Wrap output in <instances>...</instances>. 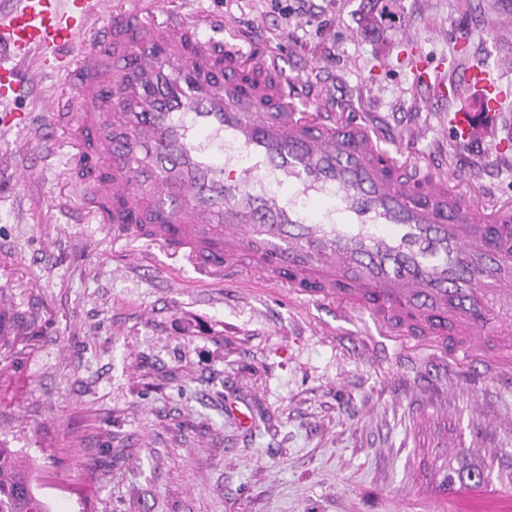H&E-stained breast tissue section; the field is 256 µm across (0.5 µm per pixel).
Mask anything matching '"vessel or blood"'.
I'll use <instances>...</instances> for the list:
<instances>
[{
    "label": "vessel or blood",
    "mask_w": 512,
    "mask_h": 512,
    "mask_svg": "<svg viewBox=\"0 0 512 512\" xmlns=\"http://www.w3.org/2000/svg\"><path fill=\"white\" fill-rule=\"evenodd\" d=\"M234 26L200 14L189 24L172 0H19L0 15V109L10 147L27 155L32 117L12 105L32 76L60 75L43 115L72 120L74 158L100 165L83 216L130 241V263L148 248L181 249L199 279L223 278L253 256L251 280L290 277L292 295L333 308L338 321L454 337L463 359L495 378L512 355V205L462 195L453 173L410 178L402 153L373 126L345 121L297 97L277 55L228 49ZM92 33L85 59L70 51ZM252 68L251 83L240 80ZM502 93L480 65L457 96ZM460 138L487 121L462 112Z\"/></svg>",
    "instance_id": "1"
}]
</instances>
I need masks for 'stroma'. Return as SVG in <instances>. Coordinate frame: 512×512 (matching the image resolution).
<instances>
[{
  "mask_svg": "<svg viewBox=\"0 0 512 512\" xmlns=\"http://www.w3.org/2000/svg\"><path fill=\"white\" fill-rule=\"evenodd\" d=\"M284 20L270 0H174L224 15L273 50L310 103L368 120L389 148L512 203V0H316ZM506 95L487 139L456 143L454 86L474 63ZM36 173L15 188L20 170ZM68 154L0 140V445L35 461L52 512H448L461 464L512 498V369L495 380L412 339L337 322L275 282L207 285L159 251L139 265L100 224L58 213L88 184ZM248 406L242 430L229 408Z\"/></svg>",
  "mask_w": 512,
  "mask_h": 512,
  "instance_id": "35a3bbf8",
  "label": "stroma"
}]
</instances>
